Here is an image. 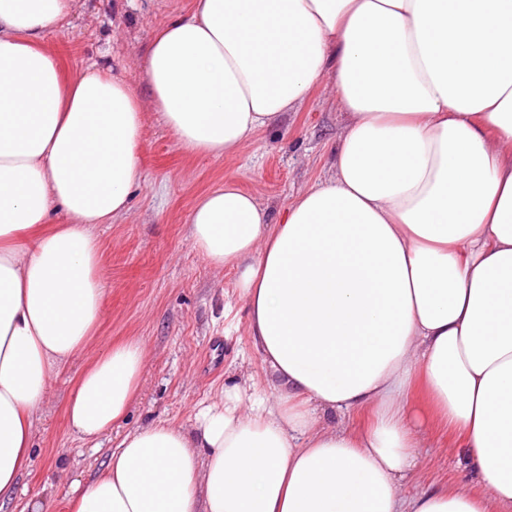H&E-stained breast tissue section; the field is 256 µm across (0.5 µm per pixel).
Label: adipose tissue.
Masks as SVG:
<instances>
[{
    "label": "adipose tissue",
    "instance_id": "adipose-tissue-1",
    "mask_svg": "<svg viewBox=\"0 0 512 512\" xmlns=\"http://www.w3.org/2000/svg\"><path fill=\"white\" fill-rule=\"evenodd\" d=\"M71 2L0 0V508L102 319L94 227L142 178L145 106L221 157L327 80L334 174L278 219L231 180L189 218L205 262L238 271L266 388L126 432L71 510L512 512V0H192L152 36L146 102L45 50ZM144 363L134 339L100 351L71 428L124 421ZM336 411L369 422L325 425ZM437 426L476 482L404 494Z\"/></svg>",
    "mask_w": 512,
    "mask_h": 512
}]
</instances>
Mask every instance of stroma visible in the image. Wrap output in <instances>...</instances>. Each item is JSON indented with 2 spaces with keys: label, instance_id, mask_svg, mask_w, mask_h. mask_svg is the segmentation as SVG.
<instances>
[{
  "label": "stroma",
  "instance_id": "1",
  "mask_svg": "<svg viewBox=\"0 0 512 512\" xmlns=\"http://www.w3.org/2000/svg\"><path fill=\"white\" fill-rule=\"evenodd\" d=\"M191 0H73L70 15L45 36L65 72L94 64L119 70L140 96L148 86L143 58L153 33L187 12ZM344 117L332 87H316L280 126L263 128L239 152L221 158L181 149L153 109L144 112L142 181L128 211L96 227L103 255L104 317L88 349L54 377L43 401L29 467L7 512H25L31 499L47 512H68L73 483L88 484L123 435L163 421L191 425L224 387L266 368L247 329V310L232 268L212 269L193 248L188 220L196 199L231 179L273 214L325 181L333 170ZM136 338L145 347L139 390L121 425L95 441L70 427L65 403L96 354ZM442 430L427 434L416 482L435 486L471 478L463 452Z\"/></svg>",
  "mask_w": 512,
  "mask_h": 512
}]
</instances>
